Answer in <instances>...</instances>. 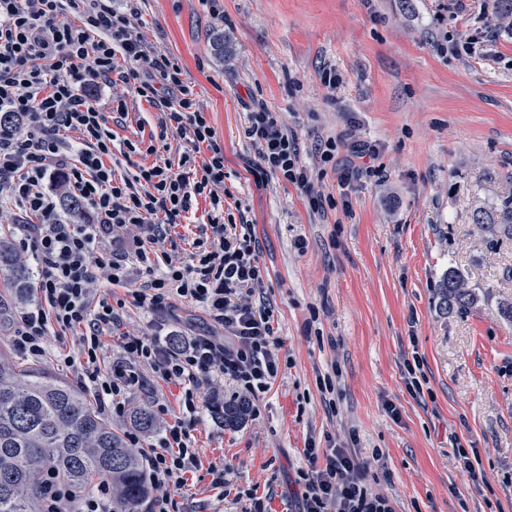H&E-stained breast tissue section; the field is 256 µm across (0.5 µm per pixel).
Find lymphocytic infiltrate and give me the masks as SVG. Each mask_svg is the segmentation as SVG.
<instances>
[{"label":"lymphocytic infiltrate","mask_w":512,"mask_h":512,"mask_svg":"<svg viewBox=\"0 0 512 512\" xmlns=\"http://www.w3.org/2000/svg\"><path fill=\"white\" fill-rule=\"evenodd\" d=\"M120 57L128 63L123 72L116 69ZM116 72L157 109L160 128L184 136L188 147L177 161L153 143L129 141L124 158L149 155L153 162L116 176L112 131L97 95ZM0 112L22 119L15 135L0 137V193L20 213L19 247L33 251L38 267L36 296L11 323V340L38 359L50 329L70 332L91 389L118 415L142 386V367L182 385L181 417L144 455L157 489L150 512H177L171 491L198 465L191 430L201 383L226 379L254 395L278 374L273 314L248 298L266 276L256 241L250 225L224 217V147L178 64L156 56L112 0H0ZM245 134L257 150L255 181L278 174L304 189L310 207H322L279 113L250 106ZM67 196L82 203L83 223L62 220ZM200 197L209 201L208 224L192 238L187 261L158 256L153 243L166 239ZM102 279L136 284L134 299L155 313L169 311L177 297L192 301L224 334L177 343L168 333L125 336L121 360L102 366L115 320L97 288ZM305 455L302 512H394L387 497L369 491L366 463L345 445L323 455L311 446ZM47 485L45 512H111L109 486L77 492L53 477Z\"/></svg>","instance_id":"lymphocytic-infiltrate-1"}]
</instances>
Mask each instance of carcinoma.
Instances as JSON below:
<instances>
[{
	"label": "carcinoma",
	"instance_id": "obj_1",
	"mask_svg": "<svg viewBox=\"0 0 512 512\" xmlns=\"http://www.w3.org/2000/svg\"><path fill=\"white\" fill-rule=\"evenodd\" d=\"M491 238L512 240V199L495 221L474 218ZM30 272L14 244L0 237V286L23 299ZM477 301L458 271L448 269L438 286V307L465 311ZM248 410L244 400L224 403L215 412L226 424L239 423ZM132 427L144 433L155 425L146 405L132 407ZM53 475L76 489L100 484L112 488V512H146L153 486L141 454L124 433L112 428L91 396L73 381L55 377L42 366L19 360L0 345V512H42L45 480Z\"/></svg>",
	"mask_w": 512,
	"mask_h": 512
}]
</instances>
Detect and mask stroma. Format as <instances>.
I'll return each instance as SVG.
<instances>
[{
  "instance_id": "35a3bbf8",
  "label": "stroma",
  "mask_w": 512,
  "mask_h": 512,
  "mask_svg": "<svg viewBox=\"0 0 512 512\" xmlns=\"http://www.w3.org/2000/svg\"><path fill=\"white\" fill-rule=\"evenodd\" d=\"M135 30L176 62L224 147V198L251 226L274 315L278 374L237 426L202 408L191 442L200 460L172 493L179 512H298L305 450L349 443L366 483L395 512H512V240L489 247L473 222L512 198V27L492 0H135ZM469 50L443 52V40ZM223 52H216V42ZM334 71L329 88L323 75ZM128 118L109 115L117 172H133L125 140L159 134L148 102L116 83ZM281 114L301 163L325 197L310 208L295 185L255 183L244 134L248 106ZM336 142L323 163L321 140ZM378 145L368 172L340 185L350 145ZM457 269L479 298L444 313L437 289ZM117 320L104 350L165 320L182 334L219 333L183 299L156 314L116 287ZM423 362L414 395L405 364ZM128 406L181 414V385L143 368ZM332 378L335 392L320 383ZM459 448L476 449L473 489ZM227 470L215 486L210 465Z\"/></svg>"
}]
</instances>
